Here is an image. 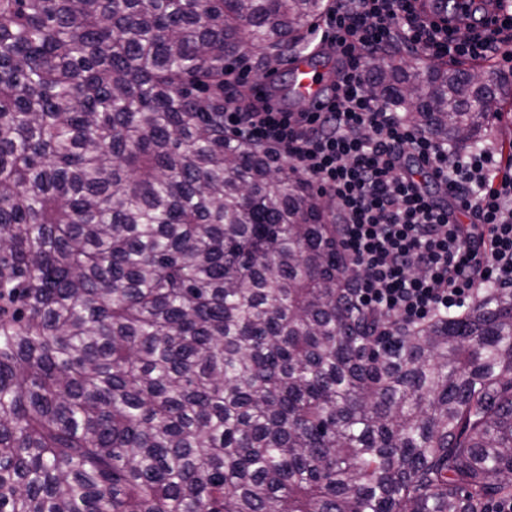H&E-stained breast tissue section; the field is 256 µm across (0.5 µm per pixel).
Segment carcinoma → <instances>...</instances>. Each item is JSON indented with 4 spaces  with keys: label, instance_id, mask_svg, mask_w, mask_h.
I'll return each instance as SVG.
<instances>
[{
    "label": "carcinoma",
    "instance_id": "obj_1",
    "mask_svg": "<svg viewBox=\"0 0 512 512\" xmlns=\"http://www.w3.org/2000/svg\"><path fill=\"white\" fill-rule=\"evenodd\" d=\"M330 0H0V512H482L512 498V289L358 307L321 196L224 131L244 41ZM458 144L467 71L382 56Z\"/></svg>",
    "mask_w": 512,
    "mask_h": 512
}]
</instances>
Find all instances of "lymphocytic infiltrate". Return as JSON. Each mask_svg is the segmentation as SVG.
Wrapping results in <instances>:
<instances>
[{
    "label": "lymphocytic infiltrate",
    "mask_w": 512,
    "mask_h": 512,
    "mask_svg": "<svg viewBox=\"0 0 512 512\" xmlns=\"http://www.w3.org/2000/svg\"><path fill=\"white\" fill-rule=\"evenodd\" d=\"M321 50L340 56L317 111L276 109L270 97L224 103V127L279 150L336 207L337 239L356 304L399 325L459 314L479 285L512 288V176L482 148L459 152L419 134L367 91L369 57L400 44L431 59L512 61V16L459 29L420 0H334Z\"/></svg>",
    "instance_id": "lymphocytic-infiltrate-1"
}]
</instances>
